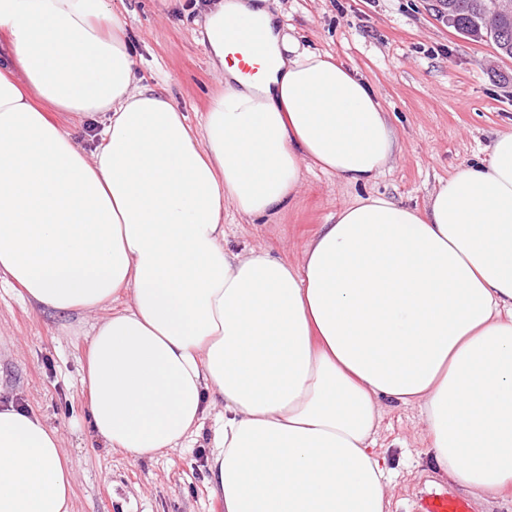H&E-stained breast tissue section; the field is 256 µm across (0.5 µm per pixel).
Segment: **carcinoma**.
<instances>
[{
  "instance_id": "carcinoma-1",
  "label": "carcinoma",
  "mask_w": 512,
  "mask_h": 512,
  "mask_svg": "<svg viewBox=\"0 0 512 512\" xmlns=\"http://www.w3.org/2000/svg\"><path fill=\"white\" fill-rule=\"evenodd\" d=\"M449 25L474 39L487 26L493 30L491 41L502 55L512 54V13H493L495 0H443Z\"/></svg>"
}]
</instances>
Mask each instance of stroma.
Listing matches in <instances>:
<instances>
[{
  "label": "stroma",
  "instance_id": "1",
  "mask_svg": "<svg viewBox=\"0 0 512 512\" xmlns=\"http://www.w3.org/2000/svg\"><path fill=\"white\" fill-rule=\"evenodd\" d=\"M436 0H269L285 33L330 53L377 91L399 150L368 186L312 170L283 213L250 224L225 212V241L299 258L320 224L359 196L382 194L424 206L439 181L485 159L497 131L512 127V58L493 43L449 28ZM207 0H119L137 76L167 94L198 124L223 87L208 64L200 24ZM59 313L30 303L0 270V405L31 410L57 429L75 462L73 512H224L213 495L207 457L224 414L215 405L187 447L134 460L94 434L83 366L92 328L109 316ZM386 452L390 512H412L424 488L451 487L423 463L427 446L418 405L387 403L376 436Z\"/></svg>",
  "mask_w": 512,
  "mask_h": 512
}]
</instances>
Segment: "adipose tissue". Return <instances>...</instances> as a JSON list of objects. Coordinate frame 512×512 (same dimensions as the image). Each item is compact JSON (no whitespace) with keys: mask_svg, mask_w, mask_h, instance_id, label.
<instances>
[{"mask_svg":"<svg viewBox=\"0 0 512 512\" xmlns=\"http://www.w3.org/2000/svg\"><path fill=\"white\" fill-rule=\"evenodd\" d=\"M202 27L224 89L193 126L137 79L112 0H0V270L35 305L111 308L83 378L96 436L150 458L218 397L224 512H388L393 400L420 406L432 471L512 492V130L424 207L359 196L295 261L235 250L225 209L264 221L315 168L369 185L399 142L266 0H210ZM57 112L98 121L93 151ZM73 473L55 429L0 407V512H73Z\"/></svg>","mask_w":512,"mask_h":512,"instance_id":"obj_1","label":"adipose tissue"}]
</instances>
